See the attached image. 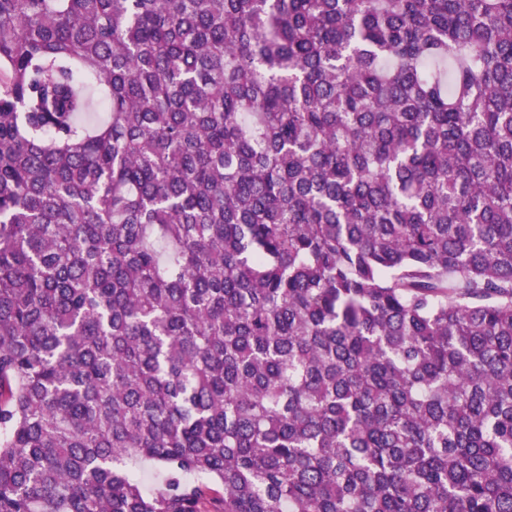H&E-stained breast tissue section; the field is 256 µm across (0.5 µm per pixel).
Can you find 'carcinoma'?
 Here are the masks:
<instances>
[{
    "mask_svg": "<svg viewBox=\"0 0 512 512\" xmlns=\"http://www.w3.org/2000/svg\"><path fill=\"white\" fill-rule=\"evenodd\" d=\"M208 481L512 512V0H0V512Z\"/></svg>",
    "mask_w": 512,
    "mask_h": 512,
    "instance_id": "cac0c4a2",
    "label": "carcinoma"
}]
</instances>
